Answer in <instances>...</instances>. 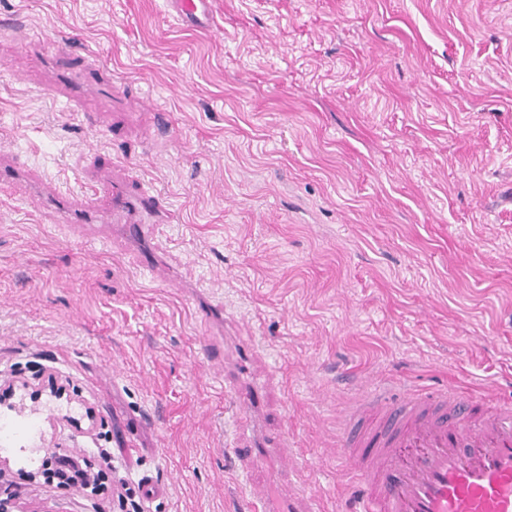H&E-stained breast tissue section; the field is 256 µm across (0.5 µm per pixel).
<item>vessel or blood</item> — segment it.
<instances>
[{
	"mask_svg": "<svg viewBox=\"0 0 512 512\" xmlns=\"http://www.w3.org/2000/svg\"><path fill=\"white\" fill-rule=\"evenodd\" d=\"M177 17L200 22L210 0H171ZM58 81L74 110H81L80 84L95 64L74 65L61 59ZM112 212L138 234L137 218L162 217L160 195L143 183L101 184ZM67 222L89 224L95 205L88 197L64 195ZM232 400L263 414L260 390L225 374ZM269 447L239 448L240 469L250 473L269 456ZM336 453L353 483L347 512H512V400L489 401L452 389H417L397 398L377 394L344 418ZM251 512H298L297 499L278 502L251 491Z\"/></svg>",
	"mask_w": 512,
	"mask_h": 512,
	"instance_id": "b4317fda",
	"label": "vessel or blood"
}]
</instances>
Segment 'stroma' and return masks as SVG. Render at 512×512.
<instances>
[{
	"mask_svg": "<svg viewBox=\"0 0 512 512\" xmlns=\"http://www.w3.org/2000/svg\"><path fill=\"white\" fill-rule=\"evenodd\" d=\"M0 383L69 384L86 433L0 406L9 512H247L234 445L289 435L279 499L336 512L344 416L374 387L512 400V0H0ZM99 70L84 109L54 58ZM138 181L172 217L66 223L54 192ZM163 278H150L142 255ZM222 304L217 322L196 305ZM245 357L266 416L220 377ZM49 447L90 493L34 475ZM177 17L187 23H202L207 18L210 0H171Z\"/></svg>",
	"mask_w": 512,
	"mask_h": 512,
	"instance_id": "stroma-1",
	"label": "stroma"
}]
</instances>
